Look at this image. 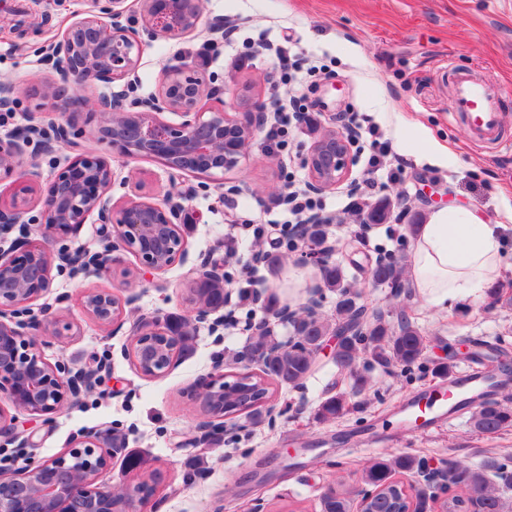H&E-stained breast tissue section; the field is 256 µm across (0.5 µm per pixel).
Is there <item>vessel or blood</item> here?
<instances>
[{
	"label": "vessel or blood",
	"mask_w": 512,
	"mask_h": 512,
	"mask_svg": "<svg viewBox=\"0 0 512 512\" xmlns=\"http://www.w3.org/2000/svg\"><path fill=\"white\" fill-rule=\"evenodd\" d=\"M454 78L449 112L466 124L474 138L500 144V89L460 71ZM496 393L485 370L452 373L436 393L408 397L400 411L401 420L414 433L426 435L457 422L466 408L490 400Z\"/></svg>",
	"instance_id": "vessel-or-blood-1"
}]
</instances>
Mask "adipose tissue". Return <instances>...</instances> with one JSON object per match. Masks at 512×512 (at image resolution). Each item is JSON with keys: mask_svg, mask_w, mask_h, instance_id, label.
<instances>
[{"mask_svg": "<svg viewBox=\"0 0 512 512\" xmlns=\"http://www.w3.org/2000/svg\"><path fill=\"white\" fill-rule=\"evenodd\" d=\"M502 260L498 225L487 223L476 206L433 209L419 225L410 266L415 288L434 307L477 299L497 279Z\"/></svg>", "mask_w": 512, "mask_h": 512, "instance_id": "1", "label": "adipose tissue"}]
</instances>
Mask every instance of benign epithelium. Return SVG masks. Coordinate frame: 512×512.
I'll return each mask as SVG.
<instances>
[{
    "mask_svg": "<svg viewBox=\"0 0 512 512\" xmlns=\"http://www.w3.org/2000/svg\"><path fill=\"white\" fill-rule=\"evenodd\" d=\"M93 9L75 21L63 37L48 47L57 78L25 89L24 97L39 98L66 117L52 136L38 123L23 132L0 139V183L10 181V199L0 195V229L22 223L32 208L39 209L40 225L0 250V400L30 416H50L79 399L91 388V375L78 371L69 378L60 375L40 351L39 335L64 339L73 325L62 311L23 330L11 320L18 307L34 301L52 288V267H74L98 274L114 263L116 247L138 261L136 274H158L188 257L178 220L182 210L177 197L169 194L161 202L148 197L131 200L118 209L106 197L113 171L108 161L83 151L67 161L48 189L37 190L38 172L20 169L24 147L37 139L43 151L54 153L70 146V133L90 107L99 114V139L122 158H153L163 166L182 172L210 174L237 167L249 154L259 131L277 116L263 104L238 119L222 108L202 112V103L214 98L204 75L184 62L164 70L158 94L127 102L125 91L104 93L90 101L81 88L123 80L135 73L142 43L131 39L125 24L124 0H91ZM142 23L150 38L180 39L194 32L203 12V0H142ZM20 103L16 85L0 80V112L12 111ZM170 112L179 120L159 118ZM350 139L340 130L328 128L313 142L305 159L314 191H323L348 179ZM91 215L106 229L108 244L101 251L77 256L54 251L56 239L72 234ZM224 263L207 260L191 269L186 289L220 288L222 300L213 305L195 295L185 297L188 316L184 327L195 329L209 316L229 306L232 292L224 287ZM122 299L105 289L83 294L82 308L102 326L114 330L125 324ZM130 355L146 377L169 373L183 355L184 336L155 315L134 320L128 329ZM243 369L228 380L216 365L214 372L194 383L205 417L195 427L194 441H205L224 419V395H244L252 382L251 365L258 363L242 355ZM15 438V417L0 403V438ZM126 442L109 430L91 429L76 438L62 454L13 472L0 471V512H152L156 477L126 482L119 488L98 482L100 473L122 455Z\"/></svg>",
    "mask_w": 512,
    "mask_h": 512,
    "instance_id": "obj_1",
    "label": "benign epithelium"
}]
</instances>
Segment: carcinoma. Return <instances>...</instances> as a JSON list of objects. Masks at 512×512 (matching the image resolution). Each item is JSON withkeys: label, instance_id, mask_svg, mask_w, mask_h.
Masks as SVG:
<instances>
[{"label": "carcinoma", "instance_id": "obj_1", "mask_svg": "<svg viewBox=\"0 0 512 512\" xmlns=\"http://www.w3.org/2000/svg\"><path fill=\"white\" fill-rule=\"evenodd\" d=\"M392 211L387 200H381L369 207L366 224H386ZM371 277L380 288H389L398 295L403 289V264L396 258H383L375 262L370 270ZM323 288L337 295L336 314L332 319L321 316L313 318L299 314L293 321L294 339L288 343L276 340L271 329L252 335L247 352L262 361V372L280 385H296L311 375L316 361L318 345L325 338L336 336L341 328L352 323L356 331L342 341L333 354V363L340 373L354 377V391L359 393L368 380L358 372L359 364L368 362L385 367H398L407 371L420 365L426 350V338L421 330L400 312L392 323L379 309L366 311L358 304L353 292L345 284L343 267L324 259L320 270ZM253 396L246 401H226L224 411L232 414L245 411L253 418L262 415L264 403L272 396L270 388L253 382ZM348 405L344 394L327 397L320 405V416L325 420L336 419ZM473 428L484 435L498 433L512 424V406L498 401H486L470 408ZM421 469V462L408 453H399L374 459L363 471L362 483L368 487V512H392L398 507L397 495L401 484L398 476ZM506 477L512 474V456L489 457L478 466L455 462V474L448 484L426 492L415 493L418 504L427 496L435 497L441 491L448 494V512H462L468 501L467 491L480 490L477 500L478 512H512V499L500 492L491 481L489 474ZM361 506L358 494L349 489H334L320 496L321 512H355Z\"/></svg>", "mask_w": 512, "mask_h": 512}]
</instances>
